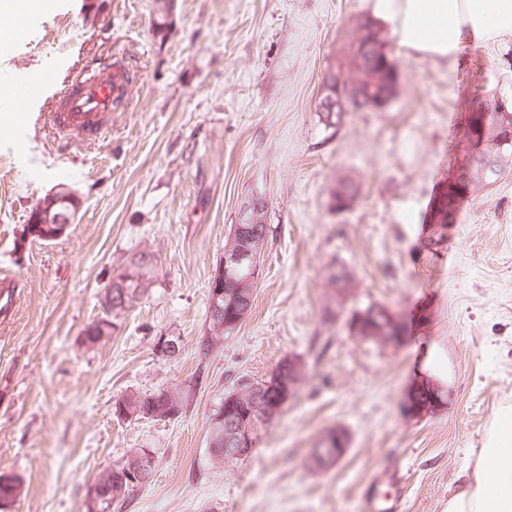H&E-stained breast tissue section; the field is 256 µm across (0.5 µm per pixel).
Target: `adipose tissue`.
Wrapping results in <instances>:
<instances>
[{
    "label": "adipose tissue",
    "mask_w": 512,
    "mask_h": 512,
    "mask_svg": "<svg viewBox=\"0 0 512 512\" xmlns=\"http://www.w3.org/2000/svg\"><path fill=\"white\" fill-rule=\"evenodd\" d=\"M401 47L453 57L470 44L512 36V0H377ZM447 512H512V410L496 418L479 448L471 480Z\"/></svg>",
    "instance_id": "1"
}]
</instances>
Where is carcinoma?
<instances>
[{
	"label": "carcinoma",
	"instance_id": "1",
	"mask_svg": "<svg viewBox=\"0 0 512 512\" xmlns=\"http://www.w3.org/2000/svg\"><path fill=\"white\" fill-rule=\"evenodd\" d=\"M347 67L349 74L343 80L345 94L339 105L319 104L320 120L327 128L339 127L353 112L382 110L386 99L396 97L398 73L391 52L379 51L378 44L357 39L350 42ZM512 132V108H507L499 102L491 103V112L484 127L488 140L486 154L471 160L470 167L464 171L465 176L474 180L476 185H491L501 176L502 172L512 167V144L498 146V138L506 132ZM360 194L359 184L350 177H341L336 187L331 191L334 200L354 202ZM268 207L258 211H250L248 225L252 242L249 248L253 252L254 265H259L262 250L270 233L267 219ZM157 264L144 272L140 280L128 283L126 300L107 306L109 291H104L102 305L106 315L90 322L82 331L84 340L94 344L111 335L115 328L113 318L132 308L140 301L148 290L155 276ZM355 275L346 264L334 263L328 268L327 280L339 293H345L353 287ZM257 278L251 267H244L232 273L231 278L224 283V319L209 321V332L199 344V352L207 356L224 335L235 330L250 315L256 292ZM385 307L379 304H368L355 310L350 318L349 332L353 336H373L381 343L396 342L399 335L388 330L390 323L384 316ZM257 380L242 379L235 395L236 416L238 424L246 431L258 435L253 429L252 418L256 413L254 386ZM183 396L178 389H158L151 393L127 394L116 400L114 412L126 409L134 415V419H142L141 411L152 410L151 418L164 420L171 414H179L182 408ZM226 405L219 402L210 423L207 438V458L214 465L226 463L224 459V411ZM145 455V449H135L128 452L126 458L109 468L102 470L94 481L101 488L97 494L95 507L97 512H114V506L125 503L129 496L138 488L149 483L150 477L137 484L129 482L127 471L138 465L140 457ZM23 481L15 474H0V512L12 507L21 495Z\"/></svg>",
	"mask_w": 512,
	"mask_h": 512
}]
</instances>
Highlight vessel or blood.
<instances>
[{
    "instance_id": "obj_1",
    "label": "vessel or blood",
    "mask_w": 512,
    "mask_h": 512,
    "mask_svg": "<svg viewBox=\"0 0 512 512\" xmlns=\"http://www.w3.org/2000/svg\"><path fill=\"white\" fill-rule=\"evenodd\" d=\"M136 72L126 55L110 56L105 64L87 66L59 76L50 68L35 78L30 99H39L55 88L56 103L49 114L52 134L69 143L98 139L109 132L112 114L125 108L128 87ZM369 512H401L400 498L371 490L365 498Z\"/></svg>"
}]
</instances>
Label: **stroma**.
<instances>
[{"label":"stroma","instance_id":"stroma-1","mask_svg":"<svg viewBox=\"0 0 512 512\" xmlns=\"http://www.w3.org/2000/svg\"><path fill=\"white\" fill-rule=\"evenodd\" d=\"M375 0H176L160 25L157 0H47L0 35V278L18 301L0 318V473L23 480L9 512H85L104 468L135 448L153 474L120 512H364L377 478L403 512H446L486 432L512 406V170L473 193L444 230L425 224L459 168V133L474 97L512 104V39L456 57L392 45L399 93L384 110L325 128L318 104L345 66L356 21ZM118 52L139 78L106 138L56 139L52 92L27 102V79ZM360 195L331 208L340 176ZM82 201L53 241L29 236L37 203L60 186ZM268 202L270 236L250 315L213 352L208 281L248 197ZM158 259L145 297L111 336L84 341L104 316L115 269L139 252ZM356 285L338 296L332 262ZM383 305L404 325L397 344L350 335L355 309ZM179 338L166 359L158 337ZM433 349L441 402L401 407L417 359ZM303 378L248 458L206 456L214 410L242 378L269 379L284 359ZM178 387V417L130 421L119 397ZM334 428L348 451L322 471L313 448Z\"/></svg>","mask_w":512,"mask_h":512}]
</instances>
